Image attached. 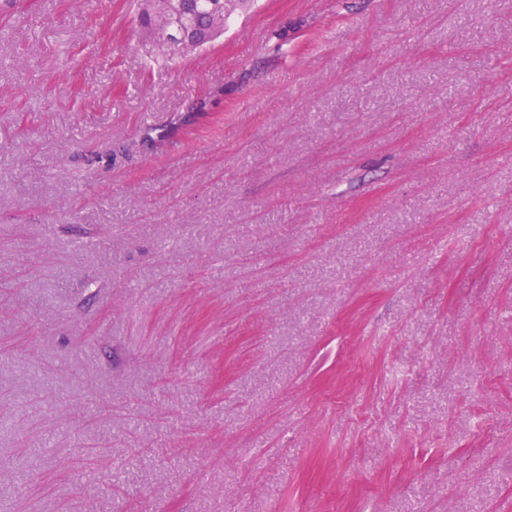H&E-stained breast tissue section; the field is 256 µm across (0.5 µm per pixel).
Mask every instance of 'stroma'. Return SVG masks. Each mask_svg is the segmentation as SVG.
I'll return each mask as SVG.
<instances>
[{
  "label": "stroma",
  "instance_id": "stroma-1",
  "mask_svg": "<svg viewBox=\"0 0 512 512\" xmlns=\"http://www.w3.org/2000/svg\"><path fill=\"white\" fill-rule=\"evenodd\" d=\"M0 0V512H512V0ZM172 10L168 14L169 17H178L182 14L191 16L196 24L194 32L189 37L188 44L186 43L184 48L179 51H170L169 55L172 58L183 57L188 53L204 48L207 44L211 43L217 36H221L224 33V28H215V18L219 20L224 16V26L226 25L227 19L230 16V5H239L246 7L250 2L254 0H173ZM178 1V2H177ZM217 1H223V10L217 12L214 10V4ZM177 2V3H176Z\"/></svg>",
  "mask_w": 512,
  "mask_h": 512
}]
</instances>
